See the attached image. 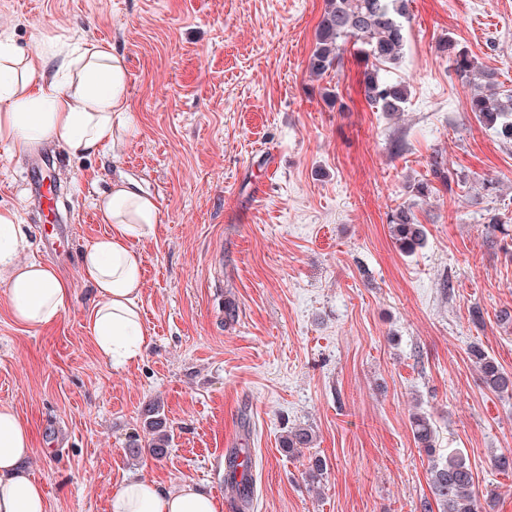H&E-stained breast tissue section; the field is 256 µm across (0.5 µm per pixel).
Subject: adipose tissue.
Here are the masks:
<instances>
[{"instance_id": "obj_1", "label": "adipose tissue", "mask_w": 512, "mask_h": 512, "mask_svg": "<svg viewBox=\"0 0 512 512\" xmlns=\"http://www.w3.org/2000/svg\"><path fill=\"white\" fill-rule=\"evenodd\" d=\"M137 133L128 95L125 57L94 41L45 37L27 55L9 30H0V144L37 149L65 146L75 158L120 152ZM108 230L87 245L82 270L95 300L88 329L100 354L124 367L139 360L146 330L139 299L142 259L135 246L156 235L160 209L135 181L121 178L98 201ZM27 239L16 210H0V283L16 323L43 328L62 315L68 281L38 262L19 258ZM27 423L0 405V512H46L42 486L32 477ZM108 512H219L210 492L191 480L167 488L139 476L114 487Z\"/></svg>"}]
</instances>
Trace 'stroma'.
Returning <instances> with one entry per match:
<instances>
[{
	"label": "stroma",
	"mask_w": 512,
	"mask_h": 512,
	"mask_svg": "<svg viewBox=\"0 0 512 512\" xmlns=\"http://www.w3.org/2000/svg\"><path fill=\"white\" fill-rule=\"evenodd\" d=\"M325 0H0V26L34 52L43 35L124 54L138 132L119 156L54 161L64 202L39 211L31 152L0 145V209L17 210L28 246L73 293L56 324L16 323L0 286V405L35 438L29 468L47 512H108L136 474L194 480L237 512L218 464L227 442L255 460L250 512H421L431 459H468L487 512H512V395L484 387L471 343L512 372V144L466 107L437 50L454 38L512 89V0H411L398 73L401 115L371 107L354 50L308 70ZM334 90L330 107L324 90ZM442 155L452 189L411 187ZM120 175L157 201V236L138 243L147 347L116 368L87 330L94 302L80 258L102 235L97 200ZM413 204L427 241L401 252L389 224ZM498 228H490V218ZM482 324L472 321L473 309ZM163 407L167 454L130 458L148 440L144 409ZM430 415L434 456L410 415ZM313 447L289 454L288 430ZM324 459L319 490L309 463ZM314 434L310 428L298 427L289 431L283 440V446L288 453H300L303 448L312 447Z\"/></svg>",
	"instance_id": "35a3bbf8"
}]
</instances>
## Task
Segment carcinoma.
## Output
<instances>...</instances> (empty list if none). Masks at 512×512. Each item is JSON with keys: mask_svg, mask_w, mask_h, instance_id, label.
I'll use <instances>...</instances> for the list:
<instances>
[{"mask_svg": "<svg viewBox=\"0 0 512 512\" xmlns=\"http://www.w3.org/2000/svg\"><path fill=\"white\" fill-rule=\"evenodd\" d=\"M408 18L409 0H326L308 61L310 73L320 77L337 69L347 45L351 44L358 49L365 62L363 87L368 103L390 116L404 111L409 86L399 79L395 69L403 57L406 40L403 20ZM438 50L448 57L462 83L470 88L467 110L500 139L512 143V90L503 89L499 73L480 66L475 58L450 38L439 43ZM429 172L432 178L414 185V196H429L434 190V179L443 187L451 188L452 174L439 156L431 159ZM390 224L395 243L401 251L410 254L424 245L427 230L418 221L414 204H403L396 208ZM469 354L487 389L497 394H512V372H507L479 344L471 345ZM410 423L417 448L433 456L436 430L430 418L424 413L414 412L410 416ZM144 426L151 438L145 444L137 439L129 440L127 454L136 459L142 455V448L146 447L157 457L165 455L173 437L159 403L150 404ZM313 442V431L298 427L289 431L283 446L294 454L312 447ZM225 479L240 481L243 485V491L239 493L241 506L244 509L251 507L252 474L246 470L242 476H237V465L230 458ZM429 487L441 512H486L476 491L473 471L466 457L458 451L448 453V458L443 461H432Z\"/></svg>", "mask_w": 512, "mask_h": 512, "instance_id": "cac0c4a2", "label": "carcinoma"}]
</instances>
